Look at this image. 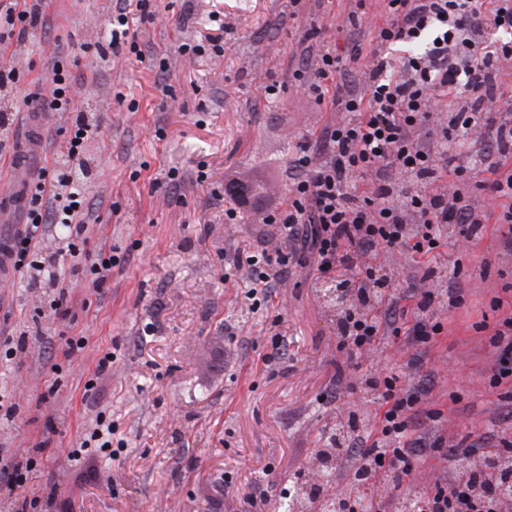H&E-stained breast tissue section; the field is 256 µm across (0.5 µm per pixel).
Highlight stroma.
<instances>
[{
  "label": "stroma",
  "instance_id": "1",
  "mask_svg": "<svg viewBox=\"0 0 512 512\" xmlns=\"http://www.w3.org/2000/svg\"><path fill=\"white\" fill-rule=\"evenodd\" d=\"M38 2L44 26L0 42V66L19 73L8 105L13 135L21 137L47 94L53 67L72 71L79 106L102 123L81 156L93 212L88 245H111L124 262L100 302L85 305L83 288H73L63 320L49 316L25 278L0 283V341L19 333L26 341L22 365L0 361V390L17 406L16 420L0 423V448L20 453L42 440L45 423L57 430L41 459L54 496L30 486L36 512H247L245 496L256 487L268 491L262 512H285L296 473L337 417L324 395L339 388L349 409L375 414L363 376L380 364L426 381L421 406L441 414L429 434L451 442L512 436L508 388L489 385L490 329L512 314V253L494 225L427 281L442 331L426 346L385 336L352 351L307 270L256 309L247 268L224 266L239 243L263 244L275 227L253 215L228 223L212 191L225 175L285 165L300 137L339 120L330 103L299 94L293 73L314 62L298 44L301 32L313 25L335 39L348 27L349 0H153L158 20L138 29L148 60L136 64L96 52L116 0ZM217 19L223 51L178 53L181 43L207 41ZM272 78L282 89L268 102L259 89ZM488 139L471 131L449 143L476 182L487 175ZM174 167L182 182L169 180ZM452 288L461 297L455 307ZM278 330L288 358L271 362ZM70 336L88 345L57 382L47 361L62 358ZM107 352L112 368L96 374ZM89 380L92 399L84 396ZM100 411L123 445L120 457L71 460Z\"/></svg>",
  "mask_w": 512,
  "mask_h": 512
}]
</instances>
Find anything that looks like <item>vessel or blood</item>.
Here are the masks:
<instances>
[{"label":"vessel or blood","mask_w":512,"mask_h":512,"mask_svg":"<svg viewBox=\"0 0 512 512\" xmlns=\"http://www.w3.org/2000/svg\"><path fill=\"white\" fill-rule=\"evenodd\" d=\"M40 165V143L23 135L10 160V178L6 187L0 189V222L10 225L12 230H19L23 224Z\"/></svg>","instance_id":"b4317fda"}]
</instances>
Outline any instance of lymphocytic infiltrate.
Wrapping results in <instances>:
<instances>
[{
  "label": "lymphocytic infiltrate",
  "instance_id": "1",
  "mask_svg": "<svg viewBox=\"0 0 512 512\" xmlns=\"http://www.w3.org/2000/svg\"><path fill=\"white\" fill-rule=\"evenodd\" d=\"M134 9L140 12V23L153 22L149 0H120L98 54L126 51L144 61L130 33ZM384 10L386 23L373 43L322 45L315 68L303 79L316 103L331 100L343 117L318 136L296 143L288 163L287 196L272 205L248 185L224 184L229 219L249 209L263 210L266 223L277 225L290 245L286 251L239 247L232 263L247 264L254 289L266 296L285 287L294 266L306 259L321 273L339 266L350 271L339 332L358 350L369 348L385 332L425 344L442 330L431 313L432 292L413 283L405 294L416 300L414 325L394 316L389 304L395 289L373 263L379 251L435 256L446 245L440 225L454 224L459 228L454 247L463 253L479 239L484 224L493 222L501 228L504 248L512 252V167L505 165L512 158V118L501 110L498 82L501 63L512 61V0H385ZM43 21L35 2L22 7L17 0H0V40L23 38ZM490 28L499 32V39H486ZM423 38L428 41L425 49L410 51V44ZM400 44L408 47L404 54L382 51L383 46ZM357 67L364 77L358 88L350 81ZM73 92L72 76L56 67L39 109L69 113L68 146L36 183L26 228L12 244L15 268L26 274L29 287L54 286L49 309L57 318L69 313L73 281H80L87 295L103 296L116 264L111 249L85 246L90 219L85 182L75 175L72 163L100 128L76 111ZM447 95L456 100L448 121L433 124L432 105ZM468 129L488 130L497 156L488 177L475 185L458 156L442 148L453 133ZM479 191L499 201L498 213L478 210L473 197ZM56 224L66 225L70 234L63 248L44 252L42 242ZM490 343L497 354L490 384L496 387L512 381V316L497 322ZM368 386L378 404V428L350 438L347 468L380 464L392 473L386 489L397 497L413 484L425 455L440 453L453 465L472 454L468 439L450 444L419 433L421 419H434L435 414L420 411L421 395L401 372L376 370ZM481 445L499 469L497 478L488 482L478 472L467 479L435 481L426 497L428 512H512L507 500L512 469L502 466L512 461V440L494 435Z\"/></svg>",
  "mask_w": 512,
  "mask_h": 512
}]
</instances>
